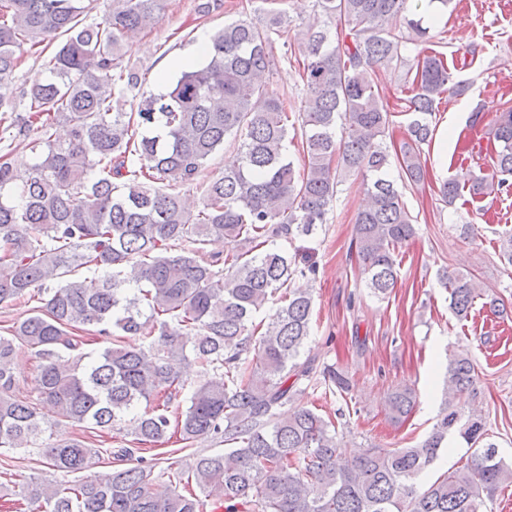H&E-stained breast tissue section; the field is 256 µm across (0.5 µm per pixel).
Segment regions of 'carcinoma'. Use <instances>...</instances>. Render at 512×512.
Returning a JSON list of instances; mask_svg holds the SVG:
<instances>
[{
	"label": "carcinoma",
	"mask_w": 512,
	"mask_h": 512,
	"mask_svg": "<svg viewBox=\"0 0 512 512\" xmlns=\"http://www.w3.org/2000/svg\"><path fill=\"white\" fill-rule=\"evenodd\" d=\"M99 1L102 21L86 22ZM167 2L0 0V141L33 155L21 181L18 160L0 155V307L41 296L31 315L0 333V450L35 449L64 475L105 455L126 463L105 478L38 485L27 506L202 512L213 500L224 512H488L498 489L512 484V465L485 419L456 404L479 380L469 350L449 359L439 422L413 445L370 444L344 461L335 421L293 405L301 384L320 382L342 397L350 382L332 365L301 359L313 297L290 283L315 269L276 245L326 223L340 182L360 175L367 204L352 243L365 287L389 296L399 250L416 233L404 190L425 177L423 146L443 95L463 94L469 83L444 53L425 47L430 27L409 0H314L318 23L298 71L299 170L287 154L285 101L264 80L277 70L284 13L270 11L263 26L224 24L206 65L147 94L139 71L122 65L121 48L158 22ZM26 43L57 44L46 61L51 78L16 87ZM409 44L418 47L412 57ZM392 64L403 69L406 92L398 112L378 84L379 69ZM400 114L410 116L407 136L391 152L385 138ZM59 125L69 129L65 143L55 138ZM489 135L488 170L455 169L440 186L443 200L464 189L478 202L512 195L511 106L497 109ZM230 136L239 139L236 154L208 176L207 161ZM190 190L199 198L194 214L185 205ZM497 235L507 271L512 230ZM213 237L230 246L222 259L206 251ZM439 281L459 322L480 299L492 315L506 313L471 276L445 271ZM274 298L280 305L268 321L255 322ZM83 332L108 343L90 361ZM26 351L42 359L34 402L13 395ZM192 365L211 377L192 382ZM417 403L408 384L384 397L395 423ZM74 423L100 432L122 424L132 440L93 448L63 432ZM170 432L188 447L220 438L224 452L158 470L140 453ZM450 436L468 448L464 463L418 487Z\"/></svg>",
	"instance_id": "1"
}]
</instances>
